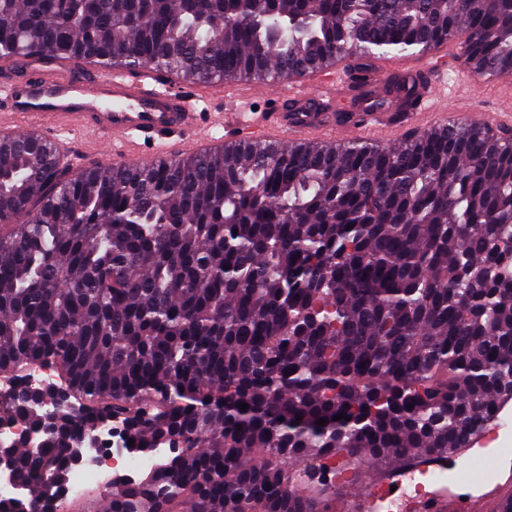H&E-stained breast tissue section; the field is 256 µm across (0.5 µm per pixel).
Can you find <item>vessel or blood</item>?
I'll return each instance as SVG.
<instances>
[{"label":"vessel or blood","mask_w":512,"mask_h":512,"mask_svg":"<svg viewBox=\"0 0 512 512\" xmlns=\"http://www.w3.org/2000/svg\"><path fill=\"white\" fill-rule=\"evenodd\" d=\"M29 68V78L0 82V138L48 137L74 168L93 159L127 167L146 158L204 154L219 149L227 139L280 144L333 143L346 136L373 142L392 139L439 113L448 96V79L440 74L430 79L407 111L386 117L367 108L362 120L342 125L331 111L340 99L339 88L349 80L342 63L276 86L267 95L268 107L259 112L249 105L258 91L252 83L222 90L205 84L183 86L174 75L148 68L131 72L89 63L63 72L39 58L32 59ZM220 93L234 102V111H210V101ZM444 469L438 458L398 466L366 487L361 497L346 499L342 508L481 512L505 494L502 483H481L476 493L463 497L455 485L441 479L430 490L411 491L416 475Z\"/></svg>","instance_id":"1"}]
</instances>
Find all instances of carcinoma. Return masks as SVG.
Instances as JSON below:
<instances>
[{
    "label": "carcinoma",
    "instance_id": "cac0c4a2",
    "mask_svg": "<svg viewBox=\"0 0 512 512\" xmlns=\"http://www.w3.org/2000/svg\"><path fill=\"white\" fill-rule=\"evenodd\" d=\"M458 39L477 76L512 72V0H0L13 69L363 79ZM35 370L58 374L39 407L13 394ZM511 373V139L457 119L394 147L234 141L79 172L0 139V413L38 431L53 397L73 410L12 449L27 512H58L72 442L112 425L130 451L178 447L109 482L105 512H335L338 450L467 448Z\"/></svg>",
    "mask_w": 512,
    "mask_h": 512
}]
</instances>
